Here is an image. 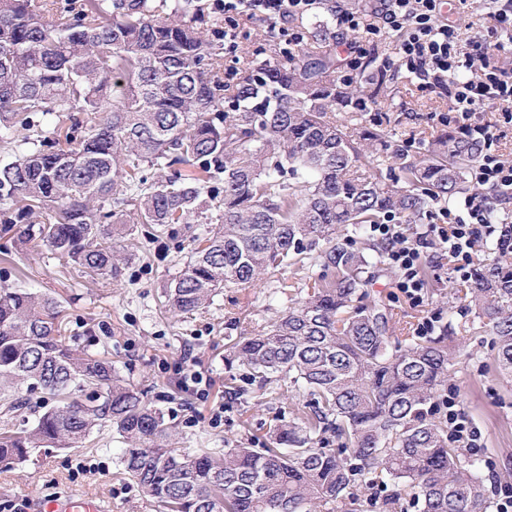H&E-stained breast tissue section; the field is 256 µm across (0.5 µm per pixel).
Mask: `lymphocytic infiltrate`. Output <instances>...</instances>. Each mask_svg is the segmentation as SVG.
Segmentation results:
<instances>
[{
  "label": "lymphocytic infiltrate",
  "instance_id": "lymphocytic-infiltrate-1",
  "mask_svg": "<svg viewBox=\"0 0 512 512\" xmlns=\"http://www.w3.org/2000/svg\"><path fill=\"white\" fill-rule=\"evenodd\" d=\"M320 2L213 0V6L224 15V47L233 52L236 22L244 14L269 22L286 43L301 46L302 36L288 22L310 13ZM491 4V16L502 34L496 41L479 31H462L444 14L445 0H379L376 25L366 24L358 10L339 4L333 12L348 52H361L364 44L396 35L398 56L387 61V68L414 75L421 89L447 95L457 127L489 144L495 135L489 127L472 124L474 112L495 100H512V72L499 65L501 52L512 44V0H491ZM464 41L477 44L478 52L460 54L458 45ZM471 179L475 193L465 198L463 207L440 209L436 223L428 225L423 236L413 237L404 224L370 227L373 235L386 242L384 260L396 273L394 286L411 304H423L427 297L423 270L429 248L436 246L451 255L456 273L467 280L472 276L471 249L476 239L493 236L498 245L512 244V229L489 219L493 210L512 201V162L482 154L471 169Z\"/></svg>",
  "mask_w": 512,
  "mask_h": 512
}]
</instances>
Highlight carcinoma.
I'll list each match as a JSON object with an SVG mask.
<instances>
[{
  "instance_id": "obj_1",
  "label": "carcinoma",
  "mask_w": 512,
  "mask_h": 512,
  "mask_svg": "<svg viewBox=\"0 0 512 512\" xmlns=\"http://www.w3.org/2000/svg\"><path fill=\"white\" fill-rule=\"evenodd\" d=\"M166 2L0 0V231L112 276L130 261L112 246L126 225L214 211L165 292L175 315L284 265L334 270L280 284L288 310L225 357L264 394L290 380L309 411L279 420L260 448H178L108 353L66 343L61 300L0 288V469L109 426L127 445L124 474L160 512H360L375 488L391 510L408 499L418 512H489L482 460L448 438L439 410L463 337L451 320L422 340L395 336L385 302L369 299L385 244L364 239L371 224H416L466 193L482 143L446 130L410 155L377 129L349 134L329 112H359L372 95L338 82L329 52L252 64L226 83L194 26L202 0H175L164 18ZM456 300L512 378V253L478 263ZM36 393L56 405L36 413Z\"/></svg>"
}]
</instances>
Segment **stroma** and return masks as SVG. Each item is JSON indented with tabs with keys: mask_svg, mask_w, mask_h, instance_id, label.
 <instances>
[{
	"mask_svg": "<svg viewBox=\"0 0 512 512\" xmlns=\"http://www.w3.org/2000/svg\"><path fill=\"white\" fill-rule=\"evenodd\" d=\"M238 50L224 57V79L237 82L246 60L273 62L284 53L285 44L274 36L267 22L240 17ZM290 28L302 33L303 49L314 47L347 55L342 35L330 11L323 10L290 20ZM397 40L389 37L365 45L350 72L353 82L373 93L372 111L361 123L383 130L403 145L409 154L422 151L444 131L440 118L448 112L446 96L422 90L407 72L384 70L393 57ZM209 227L205 217L189 224H172L158 233L146 224L115 236L116 246L132 256L118 276L82 277L62 269L46 247L20 244L16 236L0 233V287L32 288L61 299L68 314L71 344L92 350L108 346L126 379L144 390L176 432L183 448H220L225 440H248L263 434L277 412L303 407L306 396L283 384V399L242 403L226 392L229 372L225 366L228 346L241 330H261L288 306L276 294L278 281L303 284L305 270L287 266L275 278L252 288H227L203 311L185 318H172L165 311L163 290L178 276L187 260L195 235ZM395 272L372 287L391 308L397 324L416 329L429 315L452 317L464 322L469 315L461 304L448 299L461 282L450 270L448 259L429 257L425 268L429 303L410 304L397 295ZM188 365L209 381L210 396L201 400L179 386L176 369ZM454 389L460 407L481 436L480 456L488 482L503 481L512 474V378L498 376L489 337L468 336L456 366ZM224 406L219 426H211L213 403ZM123 445L111 428L96 430L81 447L69 450L35 451L29 461L0 472V512L12 501L35 502L43 496L72 491L98 497L106 512H157L156 506L121 472ZM83 474H76L77 465Z\"/></svg>",
	"mask_w": 512,
	"mask_h": 512,
	"instance_id": "obj_1",
	"label": "stroma"
}]
</instances>
